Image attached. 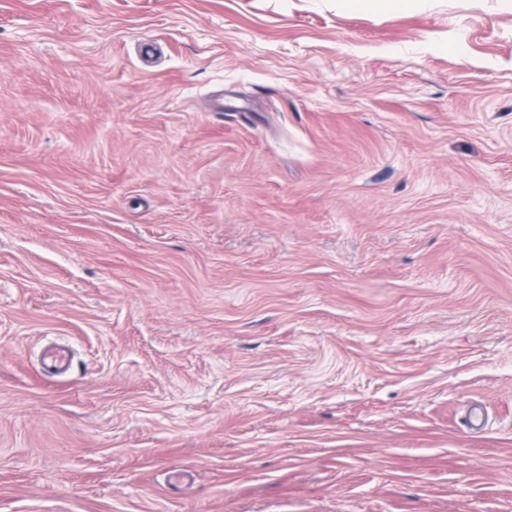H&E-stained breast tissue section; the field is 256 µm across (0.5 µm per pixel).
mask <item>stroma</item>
Returning <instances> with one entry per match:
<instances>
[{
	"label": "stroma",
	"instance_id": "1",
	"mask_svg": "<svg viewBox=\"0 0 512 512\" xmlns=\"http://www.w3.org/2000/svg\"><path fill=\"white\" fill-rule=\"evenodd\" d=\"M0 512H512V0H0Z\"/></svg>",
	"mask_w": 512,
	"mask_h": 512
}]
</instances>
